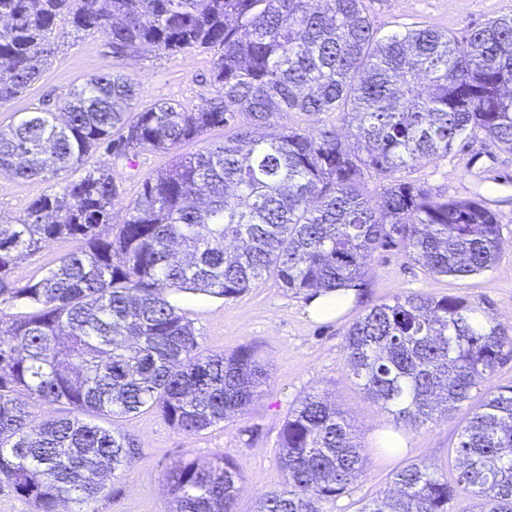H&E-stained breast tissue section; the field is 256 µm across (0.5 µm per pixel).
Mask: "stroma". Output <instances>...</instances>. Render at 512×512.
Listing matches in <instances>:
<instances>
[{"instance_id":"35a3bbf8","label":"stroma","mask_w":512,"mask_h":512,"mask_svg":"<svg viewBox=\"0 0 512 512\" xmlns=\"http://www.w3.org/2000/svg\"><path fill=\"white\" fill-rule=\"evenodd\" d=\"M364 4L382 38L428 27L461 39L488 20L512 15V0H468L464 7L457 0H402L397 6L392 0H364ZM210 69V54L195 50L116 59L101 34L88 32L78 44L54 52L41 82L18 99L0 104V124L18 121L22 113L35 107L54 108L58 97L72 86L112 71L128 74L138 83L140 106L171 99L193 109L214 95ZM172 159V154L144 149L130 162L101 150L87 156L85 165L111 168L123 206L138 196L146 177L168 167ZM392 178L417 182L436 195L470 199L480 194L494 203L504 241L497 264L478 275L435 279L402 248L380 250L359 299L329 322L305 316L308 293L281 288L271 278L229 299L176 295L177 305L198 330L203 348L213 352L251 348L268 368V383L263 395L243 412L195 435L174 430L151 410L119 419L121 430L138 443L139 453L130 467L112 478V491L98 498L96 512H168L165 477L169 468L183 458L206 465L219 455L239 463L238 508L251 512L258 495L281 487L284 476L278 432L289 410L315 389L334 400L351 421L368 458L363 473L344 494L327 504V512H357L362 501L395 491L394 473L414 461L437 464L448 479L457 477L454 447L468 419L467 409L418 430L404 429L406 446L400 453L381 451L378 435L389 423L343 364L345 333L372 306L399 292L481 300L490 304L500 322L512 325V153L501 151L479 133L469 139L465 149L399 169L390 177L372 176L368 181L371 199H378L383 185ZM5 185L6 192L0 194V219L6 221L23 218L29 202L47 188L39 180L9 179ZM122 206L114 211V223L123 220ZM77 246L75 240L60 239L19 263L11 273L15 286L41 276Z\"/></svg>"}]
</instances>
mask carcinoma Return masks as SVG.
Returning a JSON list of instances; mask_svg holds the SVG:
<instances>
[{
	"mask_svg": "<svg viewBox=\"0 0 512 512\" xmlns=\"http://www.w3.org/2000/svg\"><path fill=\"white\" fill-rule=\"evenodd\" d=\"M101 33L122 58L141 49L211 53L215 96L140 109L125 74L90 77L57 111L0 127V176L49 189L24 218L0 219V488L34 512H91L138 445L118 428L37 405L113 419L152 409L186 434L208 430L261 396L268 371L248 347L202 348L172 301L181 292L235 297L267 276L295 291L361 288L375 253L401 247L430 276L464 278L499 259V215L481 198L433 197L395 180L378 204L366 177L444 156L481 132L512 152V16L463 40L430 28L377 37L363 0H0V103L39 83L59 39ZM251 124L178 156L144 179L112 223L120 185L83 168L100 148L122 157L172 151L228 125ZM284 112H338L336 127L301 132ZM84 247L17 287L12 269L51 241ZM512 358V326L482 302L396 294L354 322L344 364L392 421L419 429L473 399ZM284 483L254 512H325L366 465L353 425L313 391L278 436ZM454 451V482L434 464L394 474L398 491L358 512H448L466 496L512 512V385L471 407ZM238 463L181 459L169 468L170 512H237Z\"/></svg>",
	"mask_w": 512,
	"mask_h": 512,
	"instance_id": "1",
	"label": "carcinoma"
}]
</instances>
